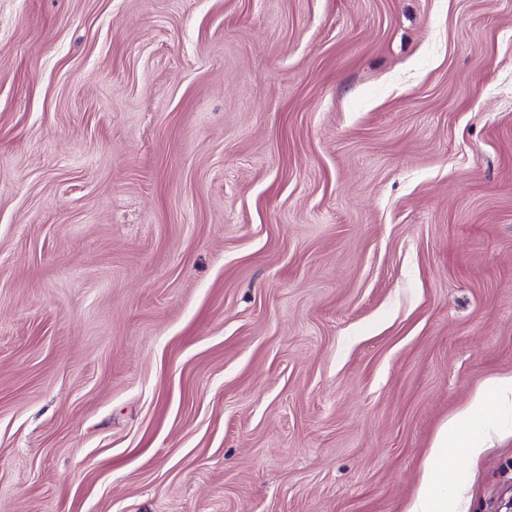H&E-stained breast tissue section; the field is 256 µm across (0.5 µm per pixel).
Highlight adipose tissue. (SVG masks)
<instances>
[{
  "instance_id": "obj_1",
  "label": "adipose tissue",
  "mask_w": 512,
  "mask_h": 512,
  "mask_svg": "<svg viewBox=\"0 0 512 512\" xmlns=\"http://www.w3.org/2000/svg\"><path fill=\"white\" fill-rule=\"evenodd\" d=\"M512 420V375L479 383L467 402L437 430L414 495L402 512H458L463 497L457 460H476L490 441V426Z\"/></svg>"
}]
</instances>
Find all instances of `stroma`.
<instances>
[{
  "mask_svg": "<svg viewBox=\"0 0 512 512\" xmlns=\"http://www.w3.org/2000/svg\"><path fill=\"white\" fill-rule=\"evenodd\" d=\"M503 374L512 0H0V512H401Z\"/></svg>",
  "mask_w": 512,
  "mask_h": 512,
  "instance_id": "obj_1",
  "label": "stroma"
}]
</instances>
